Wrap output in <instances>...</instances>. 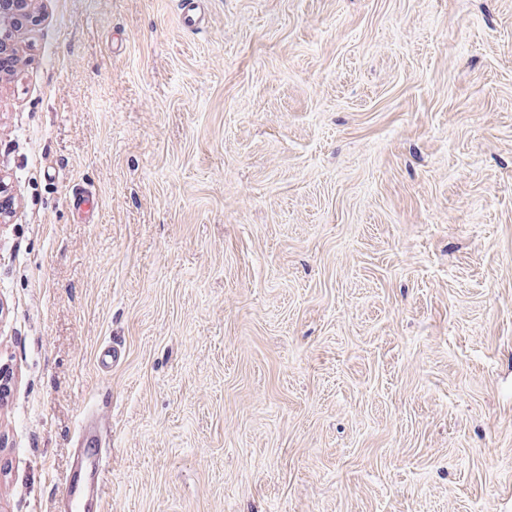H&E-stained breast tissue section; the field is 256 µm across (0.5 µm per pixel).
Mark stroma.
<instances>
[{
	"label": "stroma",
	"instance_id": "stroma-1",
	"mask_svg": "<svg viewBox=\"0 0 512 512\" xmlns=\"http://www.w3.org/2000/svg\"><path fill=\"white\" fill-rule=\"evenodd\" d=\"M205 8L39 0L0 77V512L86 413L104 512H512V0Z\"/></svg>",
	"mask_w": 512,
	"mask_h": 512
}]
</instances>
